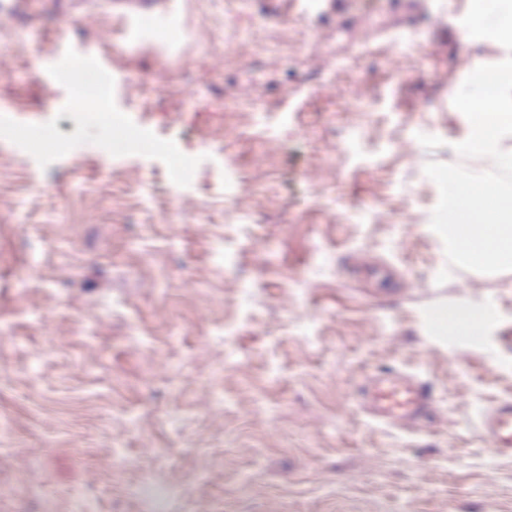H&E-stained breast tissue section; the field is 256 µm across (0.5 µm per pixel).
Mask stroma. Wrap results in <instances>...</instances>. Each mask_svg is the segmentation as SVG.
Instances as JSON below:
<instances>
[{
  "mask_svg": "<svg viewBox=\"0 0 512 512\" xmlns=\"http://www.w3.org/2000/svg\"><path fill=\"white\" fill-rule=\"evenodd\" d=\"M472 13L473 0H349L263 20L240 0H174L160 40L133 50L111 0L0 10V121L69 145L33 166L0 153V512L24 497L51 512H148L128 494L145 473L181 488L170 512H512V456L475 434L512 399V271L449 268L424 173L487 169L454 149L471 125L453 97L466 64L512 48L479 39ZM401 37L415 47L397 49ZM78 63L109 114L191 150L199 211L181 213L159 181L164 155L114 156L109 128L87 131ZM121 77L141 96L113 92ZM254 112L269 113L265 128ZM219 126L223 138H198ZM228 164L261 223H225ZM117 168L137 183L106 190ZM148 188L163 210L129 207ZM76 198L90 205L82 224ZM355 262L403 279L388 291L348 280ZM452 309L483 314L481 334L433 328ZM391 366L434 395L420 426L374 423L353 403ZM116 435L131 465L115 462Z\"/></svg>",
  "mask_w": 512,
  "mask_h": 512,
  "instance_id": "1",
  "label": "stroma"
}]
</instances>
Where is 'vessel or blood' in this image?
<instances>
[{
    "mask_svg": "<svg viewBox=\"0 0 512 512\" xmlns=\"http://www.w3.org/2000/svg\"><path fill=\"white\" fill-rule=\"evenodd\" d=\"M130 7L132 23L140 27L156 24L160 9L146 6L144 0H122ZM355 405L369 419L405 428L422 424L432 410V396L416 375L402 369L371 376L355 394ZM478 436L496 454H512V400H503L482 414Z\"/></svg>",
    "mask_w": 512,
    "mask_h": 512,
    "instance_id": "vessel-or-blood-1",
    "label": "vessel or blood"
}]
</instances>
